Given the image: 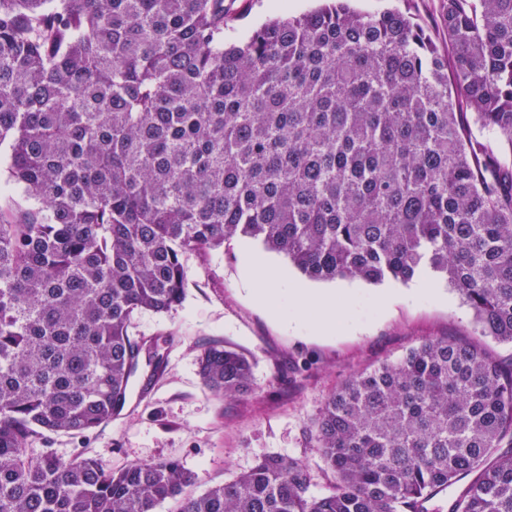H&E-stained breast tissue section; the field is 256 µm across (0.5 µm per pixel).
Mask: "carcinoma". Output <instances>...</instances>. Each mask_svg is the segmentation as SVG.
<instances>
[{"mask_svg":"<svg viewBox=\"0 0 512 512\" xmlns=\"http://www.w3.org/2000/svg\"><path fill=\"white\" fill-rule=\"evenodd\" d=\"M450 55L394 9L347 0L234 43L224 0H0V170L32 204L0 213V512H512V363L427 339L324 402L334 475L267 454L187 492L180 460L105 471L85 437L124 414L192 253L253 239L313 281L427 270L512 344V0H441ZM465 111H459V108ZM203 384L252 391L219 344Z\"/></svg>","mask_w":512,"mask_h":512,"instance_id":"carcinoma-1","label":"carcinoma"}]
</instances>
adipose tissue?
Masks as SVG:
<instances>
[{
    "mask_svg": "<svg viewBox=\"0 0 512 512\" xmlns=\"http://www.w3.org/2000/svg\"><path fill=\"white\" fill-rule=\"evenodd\" d=\"M246 277L254 286V298L259 304L276 312L280 309L281 298H288L294 311L315 316L321 333L335 332L343 311V306L337 298L318 296L298 286L288 290L283 289L282 274L274 272L258 257L250 258Z\"/></svg>",
    "mask_w": 512,
    "mask_h": 512,
    "instance_id": "1",
    "label": "adipose tissue"
}]
</instances>
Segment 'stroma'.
<instances>
[{
    "label": "stroma",
    "instance_id": "stroma-1",
    "mask_svg": "<svg viewBox=\"0 0 512 512\" xmlns=\"http://www.w3.org/2000/svg\"><path fill=\"white\" fill-rule=\"evenodd\" d=\"M318 0H232L224 34L233 41L267 20L316 9ZM359 11L409 8L435 38L443 36L440 0H353ZM260 256L289 282L321 291H345L346 318L335 334L316 335L311 317L277 318L258 305L242 270L247 253ZM183 302L166 314L144 312L134 335L155 337L166 355L162 374L143 368L132 380L124 415L84 438L53 435L28 450L50 448L61 458L77 452L107 471L137 462L180 459L201 486L248 469L255 458L278 453L303 460L312 492L332 481L312 434L325 398L358 371L398 358L423 340L478 339L472 310L443 280L424 273L402 283L311 281L278 253L240 239L185 261ZM222 344L253 363V389L223 399L203 385L202 351Z\"/></svg>",
    "mask_w": 512,
    "mask_h": 512
}]
</instances>
